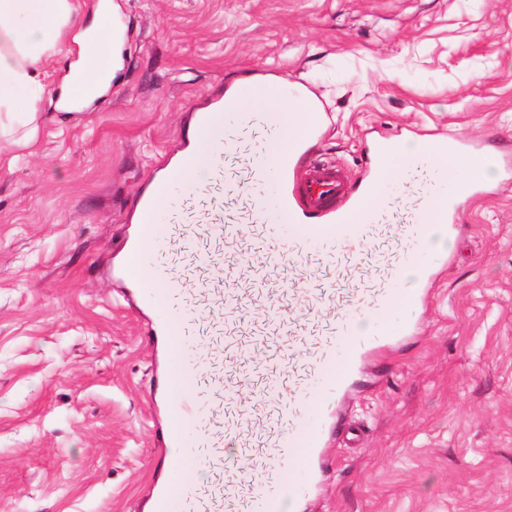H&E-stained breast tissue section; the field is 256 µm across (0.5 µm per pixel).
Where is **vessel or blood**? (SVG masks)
<instances>
[{"label": "vessel or blood", "instance_id": "1", "mask_svg": "<svg viewBox=\"0 0 512 512\" xmlns=\"http://www.w3.org/2000/svg\"><path fill=\"white\" fill-rule=\"evenodd\" d=\"M194 119L207 139L209 156L187 159L157 193L139 198V235L131 246L134 262L147 267L148 272L143 276L130 275L129 281L140 305L153 313L155 332L161 336L166 352L163 443L178 454L176 476L149 494L151 512H193L198 500L197 476L202 466L199 451L216 445L211 432L214 411L198 393L200 380L210 371L213 360L203 353L205 339L194 331L198 314L186 301L189 284L172 268L151 260L152 255L164 251L169 243V227L160 218L172 207L173 189H180L185 195L195 193L203 177L217 174L215 156L234 151V143L225 135L228 122L257 121L271 128L277 125L274 113L257 115L241 111L236 98L228 100L217 117L199 112ZM317 134V127L304 126L291 147L280 152L265 149L254 161L252 178L264 183L276 182L281 191L274 209L252 211L250 221L264 226L287 252L315 255L324 265L332 266L340 248L364 244L370 225L380 223L385 215L388 198L381 195L380 186L384 179L382 163L389 146L379 145L373 167L357 192H350L341 172L328 163L311 165L297 185H290L299 156ZM454 209L450 202L428 201L422 207L423 213L438 216L439 229L446 236L454 230ZM411 268L417 270L418 278L415 288L408 292L403 283ZM431 279L430 267H417L411 258L402 259L371 303L369 317L376 326L374 337L363 335L358 321L350 318L341 322L333 336L320 345L312 374L316 394L300 407L279 405L277 416L282 426L271 445L279 450L280 464L248 491V512H285L287 503L309 502L313 488L320 481V459L330 439L336 407L346 393L349 374L375 344L393 337L388 325L390 317L400 310L407 313L414 310ZM212 326L233 339L242 352L251 350L262 337L272 333L261 320L242 336L235 334L233 319L217 318Z\"/></svg>", "mask_w": 512, "mask_h": 512}]
</instances>
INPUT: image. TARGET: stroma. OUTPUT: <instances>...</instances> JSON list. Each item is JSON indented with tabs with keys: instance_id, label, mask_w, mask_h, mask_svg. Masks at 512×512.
I'll use <instances>...</instances> for the list:
<instances>
[{
	"instance_id": "35a3bbf8",
	"label": "stroma",
	"mask_w": 512,
	"mask_h": 512,
	"mask_svg": "<svg viewBox=\"0 0 512 512\" xmlns=\"http://www.w3.org/2000/svg\"><path fill=\"white\" fill-rule=\"evenodd\" d=\"M124 67L106 99L57 112L0 169V512H149L169 479L164 352L120 275L136 204L230 88L290 79L323 113L303 165L356 182L379 140L464 139L491 156L419 324L351 375L323 481L287 512H512V0H113ZM431 173L391 182L415 224ZM274 183L202 180L170 224H240ZM308 259L311 281L369 269Z\"/></svg>"
}]
</instances>
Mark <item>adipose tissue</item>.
<instances>
[{
  "mask_svg": "<svg viewBox=\"0 0 512 512\" xmlns=\"http://www.w3.org/2000/svg\"><path fill=\"white\" fill-rule=\"evenodd\" d=\"M77 11L75 0H0V166H13L12 149L36 144L45 100L54 101L59 110H83L103 96L121 66L122 37L112 28V0H97L91 22L71 41L67 32ZM62 59L67 62L62 83L51 86L48 73ZM245 109L281 114L275 138L281 150L294 141L302 125L317 118L310 106L277 97L264 87ZM394 150L398 159L388 163L387 180H395L403 167L420 160L444 170L447 196L456 201L491 173L488 157L463 158L440 151L430 141L398 143Z\"/></svg>",
  "mask_w": 512,
  "mask_h": 512,
  "instance_id": "obj_1",
  "label": "adipose tissue"
}]
</instances>
